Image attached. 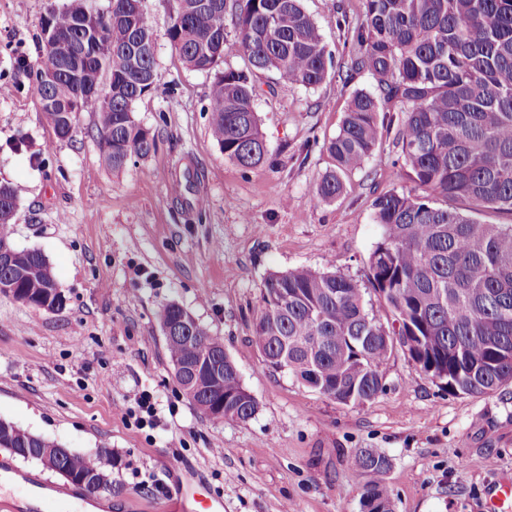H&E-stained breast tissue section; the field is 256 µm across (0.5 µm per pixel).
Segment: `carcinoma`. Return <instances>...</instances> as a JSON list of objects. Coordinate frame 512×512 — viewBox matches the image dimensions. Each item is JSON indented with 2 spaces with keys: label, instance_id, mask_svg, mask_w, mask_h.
Returning a JSON list of instances; mask_svg holds the SVG:
<instances>
[{
  "label": "carcinoma",
  "instance_id": "cac0c4a2",
  "mask_svg": "<svg viewBox=\"0 0 512 512\" xmlns=\"http://www.w3.org/2000/svg\"><path fill=\"white\" fill-rule=\"evenodd\" d=\"M365 19L353 38L358 54L348 70L366 71L374 91L356 92L342 127L326 145L334 161L314 197L331 202L346 188L382 138L381 112H400L397 162L412 183L374 200L381 240L369 259L368 282L391 313L386 327L367 308L366 289L335 273L297 268L272 274L261 288L253 338L274 369L343 405L363 404L383 388L382 365L400 347L425 375L451 394L484 395L512 383V223L481 221V213L512 217V0H364ZM98 35L97 50L75 63L44 54L37 71H58L39 97L52 107L77 105L66 118L45 115L55 136H71L78 113L93 112L105 161L114 170L157 148V135L135 118L133 104L160 82L146 46L154 32L143 0H66L41 18L81 40L80 17ZM235 39L229 40L225 19ZM171 47L192 70L216 80L206 112L209 132L227 160L251 170L267 148L247 74L222 71L224 57L243 55L252 69L308 89L319 87L335 56L301 0H178L167 30ZM17 208L14 189L0 185V244L9 240ZM9 283L40 304L57 289L45 255L20 249L0 267ZM166 305L160 322L171 365L223 354L220 339L197 320L180 322ZM209 419L245 421L257 403L233 360L218 377L201 375L186 392ZM224 400V409L214 402ZM0 445L24 462L46 450L59 470L91 492L104 471L98 459L42 436L32 438L0 420ZM352 468L366 476L364 512H394L384 476L387 457L359 450Z\"/></svg>",
  "mask_w": 512,
  "mask_h": 512
}]
</instances>
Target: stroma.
Masks as SVG:
<instances>
[{
    "mask_svg": "<svg viewBox=\"0 0 512 512\" xmlns=\"http://www.w3.org/2000/svg\"><path fill=\"white\" fill-rule=\"evenodd\" d=\"M60 2L0 0V185L18 195L11 241L47 257L64 298L44 311L0 294V419L100 457L112 488L86 512H164L173 475L187 470L223 497L224 512H361L364 479L349 464L360 448L390 459L395 512H485L488 487L512 478V386L451 394L397 349L381 367L382 391L346 406L271 368L252 341L270 275L306 267L367 281L381 237L372 202L410 186L392 136L336 201L313 189L331 166L325 143L373 77L333 69L307 89L251 74L268 156L242 171L208 131L213 74L187 69L167 40L176 0H145L161 81L134 111L157 149L115 171L94 113L60 140L41 109L40 20ZM301 5L348 58L363 0ZM171 302L221 339L257 403L250 419L212 421L181 391L159 321ZM145 391L151 426L137 422Z\"/></svg>",
    "mask_w": 512,
    "mask_h": 512,
    "instance_id": "35a3bbf8",
    "label": "stroma"
}]
</instances>
